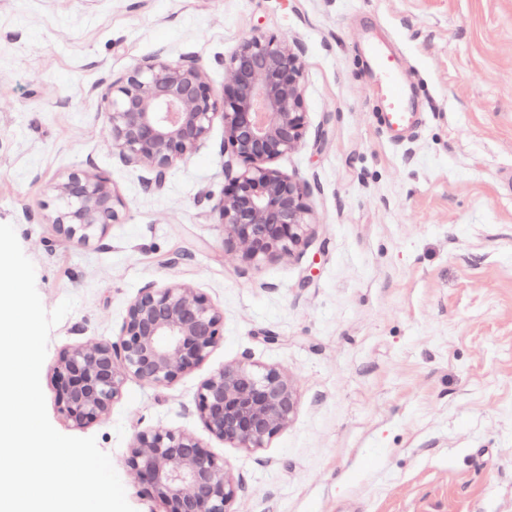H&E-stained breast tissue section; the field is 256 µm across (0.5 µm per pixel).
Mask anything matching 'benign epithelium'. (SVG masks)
Segmentation results:
<instances>
[{
    "label": "benign epithelium",
    "instance_id": "benign-epithelium-1",
    "mask_svg": "<svg viewBox=\"0 0 512 512\" xmlns=\"http://www.w3.org/2000/svg\"><path fill=\"white\" fill-rule=\"evenodd\" d=\"M305 50L273 35L244 39L224 60V91L217 93L194 55L175 62L138 63L104 93L112 150L128 165L149 171L148 190L194 155L215 122L224 126L220 155L227 183L218 200L224 238L244 260L291 258L312 239L306 199L310 186L273 163L298 149L306 136L301 81ZM60 202L51 223L65 236L88 242L118 223L124 202L94 162L52 186ZM224 340V315L204 293L184 282L149 284L129 302L111 342L63 350L57 360L56 401L77 427L106 419L127 377L169 386L204 363ZM195 407L207 430L235 448L255 450L292 422L297 394L287 374L249 358L232 361L202 381ZM127 467L163 512H235L244 486L231 467L192 434L136 433Z\"/></svg>",
    "mask_w": 512,
    "mask_h": 512
}]
</instances>
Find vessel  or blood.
<instances>
[{"label":"vessel or blood","instance_id":"vessel-or-blood-1","mask_svg":"<svg viewBox=\"0 0 512 512\" xmlns=\"http://www.w3.org/2000/svg\"><path fill=\"white\" fill-rule=\"evenodd\" d=\"M363 53L370 63L368 83L377 106L376 121L392 141H403L420 125L422 103L383 41L368 39Z\"/></svg>","mask_w":512,"mask_h":512}]
</instances>
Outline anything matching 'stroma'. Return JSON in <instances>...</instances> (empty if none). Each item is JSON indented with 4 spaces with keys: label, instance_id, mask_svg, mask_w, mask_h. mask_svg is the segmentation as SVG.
Instances as JSON below:
<instances>
[{
    "label": "stroma",
    "instance_id": "35a3bbf8",
    "mask_svg": "<svg viewBox=\"0 0 512 512\" xmlns=\"http://www.w3.org/2000/svg\"><path fill=\"white\" fill-rule=\"evenodd\" d=\"M258 32L305 47L306 138L275 165L311 187L320 247L250 264L199 203L224 193L223 126L149 190L112 151L102 95L136 63L186 54L223 91L225 58ZM380 32L429 104L400 144L367 85L363 42ZM89 161L126 207L81 244L48 224L50 187ZM0 223L45 309L77 300L41 370L49 420L95 437L135 512H163L125 465L134 435L158 429L224 458L244 485L236 512H512V0H0ZM172 282L219 307L223 343L172 385L128 377L107 420L73 426L60 353L115 339L138 291ZM245 355L298 399L252 451L195 407L201 381Z\"/></svg>",
    "mask_w": 512,
    "mask_h": 512
}]
</instances>
